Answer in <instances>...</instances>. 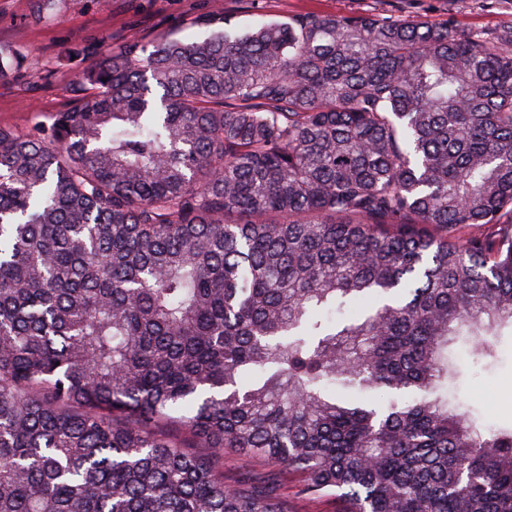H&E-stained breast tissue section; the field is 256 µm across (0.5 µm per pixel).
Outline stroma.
<instances>
[{
  "instance_id": "stroma-1",
  "label": "stroma",
  "mask_w": 512,
  "mask_h": 512,
  "mask_svg": "<svg viewBox=\"0 0 512 512\" xmlns=\"http://www.w3.org/2000/svg\"><path fill=\"white\" fill-rule=\"evenodd\" d=\"M33 0H0V50L22 54L15 71L0 77V125L18 132L48 130L52 116L72 101L71 84L85 66L69 58L73 47L99 51L162 36L200 40L226 18L233 29L262 21L285 22L306 13L395 15L435 26L454 20L460 30L495 27L512 17V0H53L61 21L34 20ZM459 368L449 392L476 410L484 424H512V338L496 348L497 362H475L463 341L449 347ZM279 479L288 512H339L332 497L298 498L297 479L261 457L224 456V479L266 485Z\"/></svg>"
}]
</instances>
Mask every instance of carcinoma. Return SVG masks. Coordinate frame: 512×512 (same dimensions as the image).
<instances>
[{
  "instance_id": "1",
  "label": "carcinoma",
  "mask_w": 512,
  "mask_h": 512,
  "mask_svg": "<svg viewBox=\"0 0 512 512\" xmlns=\"http://www.w3.org/2000/svg\"><path fill=\"white\" fill-rule=\"evenodd\" d=\"M512 332V20L304 15L90 59L0 127V512H512L448 341ZM384 391L387 403L374 395ZM277 476L281 483L279 491L284 499L288 512H337L342 504L333 497L314 500L300 499L295 494L298 484L296 477L282 471L280 467L262 457L245 459L235 453L224 454V480L226 483L245 481L253 486H264Z\"/></svg>"
}]
</instances>
